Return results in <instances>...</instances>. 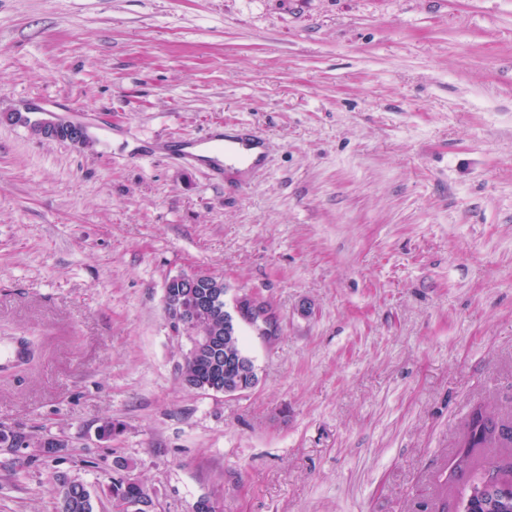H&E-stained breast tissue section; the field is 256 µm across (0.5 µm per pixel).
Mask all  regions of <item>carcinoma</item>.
I'll use <instances>...</instances> for the list:
<instances>
[{
	"mask_svg": "<svg viewBox=\"0 0 512 512\" xmlns=\"http://www.w3.org/2000/svg\"><path fill=\"white\" fill-rule=\"evenodd\" d=\"M198 286L186 288L176 281L166 282L165 311L169 314H188L204 308L208 312V323L199 326V332L212 339L207 346L196 345L189 350L181 365V380L187 387L209 393L224 390V385L240 379L236 368L224 366V347L243 352L240 337L224 336V279L206 272L197 273ZM30 447L35 449L30 461L49 456L59 451L60 446L41 437H29ZM512 447V425H500L492 416L478 413L470 427L467 446L459 448L448 479L456 475H470V484L489 480L506 506L490 509L487 501L474 497L468 500L467 512H512V462L490 459L482 467L475 466L473 449ZM57 490V512H94L93 495L88 486L76 476L54 474ZM112 512H128V504L144 505L140 512H148L151 497L141 482L128 478H112L110 488Z\"/></svg>",
	"mask_w": 512,
	"mask_h": 512,
	"instance_id": "carcinoma-1",
	"label": "carcinoma"
}]
</instances>
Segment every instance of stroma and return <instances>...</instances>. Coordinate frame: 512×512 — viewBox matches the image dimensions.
Returning a JSON list of instances; mask_svg holds the SVG:
<instances>
[{"instance_id": "obj_1", "label": "stroma", "mask_w": 512, "mask_h": 512, "mask_svg": "<svg viewBox=\"0 0 512 512\" xmlns=\"http://www.w3.org/2000/svg\"><path fill=\"white\" fill-rule=\"evenodd\" d=\"M37 109L86 144L11 121ZM243 123L259 176L145 157ZM270 303L234 397L183 385L167 278ZM0 512H451L479 409L512 412V0H0ZM121 434H97L105 420ZM33 132L45 139H65L72 144L83 145L87 141L86 127L62 118L38 121L32 125ZM57 512H94L93 495L88 486L76 476L55 473ZM113 512H129L128 504L139 502L147 507L152 505L151 497L145 487L139 482L129 478L115 477L110 488Z\"/></svg>"}]
</instances>
